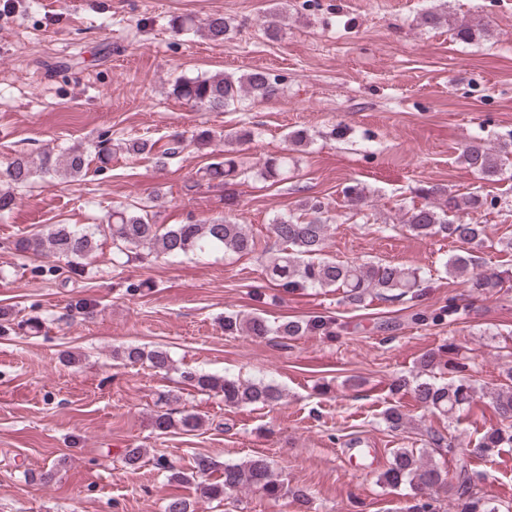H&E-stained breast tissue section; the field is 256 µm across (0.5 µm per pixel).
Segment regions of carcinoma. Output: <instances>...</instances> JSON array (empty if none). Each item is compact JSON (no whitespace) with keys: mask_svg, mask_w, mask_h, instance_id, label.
I'll use <instances>...</instances> for the list:
<instances>
[{"mask_svg":"<svg viewBox=\"0 0 512 512\" xmlns=\"http://www.w3.org/2000/svg\"><path fill=\"white\" fill-rule=\"evenodd\" d=\"M449 22L448 13L429 8L417 17V26L434 29ZM175 32L195 30L212 42L222 43L230 38L234 30L233 19L222 14L208 17L204 24L197 25L190 16H175L170 20ZM280 83L268 71L253 69L246 74L233 76L214 74L208 77L185 78L175 83L173 93L195 107L210 111H222L244 100L265 102L276 98ZM254 132L245 126L233 133L223 135L202 129L193 135L199 145L214 141H234L243 144L252 140ZM512 154V141H504L495 147L480 138L468 141L462 148L460 158L473 172L485 180L493 181L502 175L505 160ZM84 152L78 147L51 149L44 152L39 160L21 153L0 169V182L10 187L0 192V217L8 215L16 204L14 188H24L39 174L65 172L80 175L85 168ZM288 167V156L273 155L264 159L258 173L261 178L278 182ZM244 169L240 159L226 157L209 164L202 175L207 183L228 185L232 177ZM348 205L360 213L368 206L367 189L356 184L345 188ZM425 203L413 207L403 215L402 226L420 237L442 235L471 246L463 253H457L445 262V273L461 280L472 296L490 295L503 287L508 280L501 272L477 270L478 256L474 251L484 247L485 226L464 220L487 204V198L478 193L453 194L442 187L431 186L422 190ZM330 218L326 216L323 203L317 198H307L298 215H280L270 224V232L279 249L268 265L276 286L288 291L296 288H336L345 297L360 303L368 294H375L385 300H401L406 297L418 299L423 294V277L415 269L404 268L390 262H341L324 257L325 241ZM112 239V265L122 264L123 258L140 254L144 250L169 260L192 255H205L215 251L250 254L256 250L257 242L244 225L231 219H215L204 224H159L147 211L115 210L104 224H90L81 227L62 225L49 229L42 235L22 236L14 242L16 251L34 256L54 257L65 261L70 272L85 271L88 260L97 247L96 235ZM465 314V307L455 299H448V305L433 314L417 312L412 319L417 322L443 321L453 323ZM331 322L316 315L306 321L290 320L283 323L269 321L260 314L242 317L238 314L224 316V332L243 333L247 336H301L313 331H326ZM123 360L130 366L144 362L156 372L170 369L172 360L167 351L155 349L149 352L130 345L122 351ZM448 366L440 354L426 353L420 360V372L432 373ZM457 379L438 384L431 379L416 376L396 378L392 390L410 395L418 406L437 411L458 420L460 412L474 404L475 387L470 377L464 375L465 367L454 366ZM183 378L200 391L220 393L228 406L254 405L269 406L280 401L282 390L262 380L240 382L226 377L192 370L183 372ZM492 408L501 426L484 433L476 446L469 450L471 456H489L496 449L512 447V387L489 392ZM388 428L397 430L405 423V414L398 406H391L383 413ZM204 421L195 413H181L174 419L168 411H158L152 418V427L160 434L180 426L185 431H195ZM429 444L440 448L455 461L454 471L440 467L432 460H423V453L405 448L398 449L390 467L384 475L385 482L392 486L407 484L412 491L413 504L407 512H436L430 493L446 488H457L460 512H500L492 500L478 495L471 486L468 460L459 456L455 439L441 433L430 435ZM243 488H256L270 498L284 495V484L272 471L270 463L263 457H256L242 463L224 464V479L203 486V494L209 499L223 501L224 498Z\"/></svg>","mask_w":512,"mask_h":512,"instance_id":"cac0c4a2","label":"carcinoma"}]
</instances>
